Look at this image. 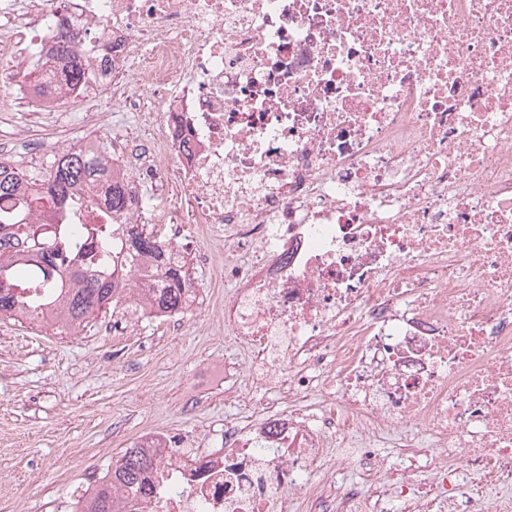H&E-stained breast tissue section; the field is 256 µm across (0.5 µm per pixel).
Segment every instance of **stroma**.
Returning a JSON list of instances; mask_svg holds the SVG:
<instances>
[{
	"label": "stroma",
	"instance_id": "1",
	"mask_svg": "<svg viewBox=\"0 0 512 512\" xmlns=\"http://www.w3.org/2000/svg\"><path fill=\"white\" fill-rule=\"evenodd\" d=\"M79 123L29 127L10 161L45 170L59 138ZM196 300L179 322L118 307L74 336L0 318V512H76L89 476L152 435L220 447L235 409L215 374L225 343L224 284L192 271Z\"/></svg>",
	"mask_w": 512,
	"mask_h": 512
}]
</instances>
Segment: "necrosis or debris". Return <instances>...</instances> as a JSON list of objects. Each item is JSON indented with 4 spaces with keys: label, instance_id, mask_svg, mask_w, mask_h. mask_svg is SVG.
I'll use <instances>...</instances> for the list:
<instances>
[{
    "label": "necrosis or debris",
    "instance_id": "4bbe7bcc",
    "mask_svg": "<svg viewBox=\"0 0 512 512\" xmlns=\"http://www.w3.org/2000/svg\"><path fill=\"white\" fill-rule=\"evenodd\" d=\"M60 20L145 127L101 156L157 188L127 223L223 268L224 395L264 390L222 447L161 445L159 512H370L333 476L387 446L425 451L377 479L406 512H462L479 472L512 488V0H0V73Z\"/></svg>",
    "mask_w": 512,
    "mask_h": 512
}]
</instances>
